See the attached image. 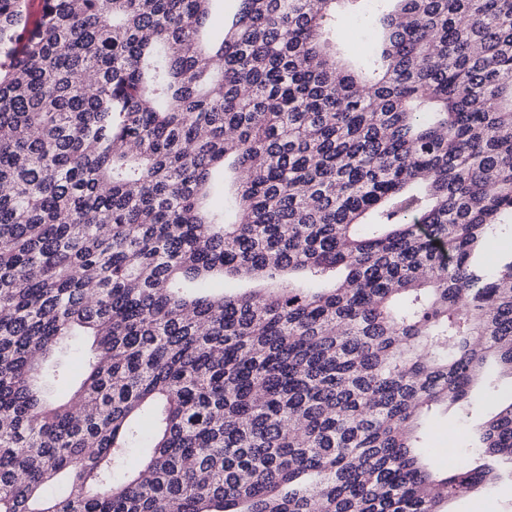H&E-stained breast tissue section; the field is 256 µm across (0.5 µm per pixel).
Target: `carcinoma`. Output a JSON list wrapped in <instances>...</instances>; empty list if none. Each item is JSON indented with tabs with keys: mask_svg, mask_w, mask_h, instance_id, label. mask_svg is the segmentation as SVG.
Instances as JSON below:
<instances>
[{
	"mask_svg": "<svg viewBox=\"0 0 512 512\" xmlns=\"http://www.w3.org/2000/svg\"><path fill=\"white\" fill-rule=\"evenodd\" d=\"M29 2L0 0V512H448L512 477V396L444 474L422 431L512 378V0ZM338 6L380 15L354 68ZM91 343L92 339L89 336H72L69 338L67 361L70 370L68 378L71 387L77 385L86 370L84 359Z\"/></svg>",
	"mask_w": 512,
	"mask_h": 512,
	"instance_id": "1",
	"label": "carcinoma"
}]
</instances>
